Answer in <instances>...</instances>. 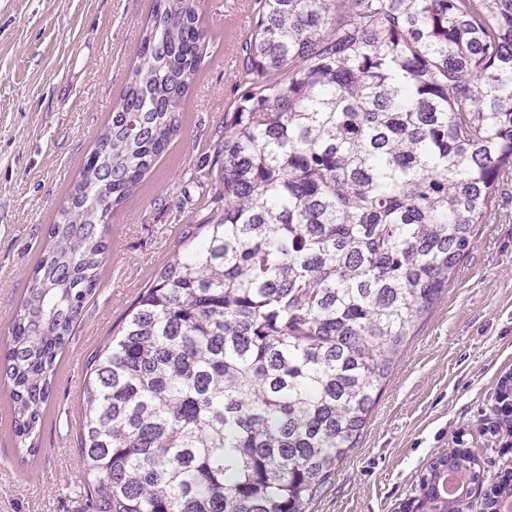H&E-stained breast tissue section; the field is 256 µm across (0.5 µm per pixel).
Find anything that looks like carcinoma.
I'll return each instance as SVG.
<instances>
[{
    "mask_svg": "<svg viewBox=\"0 0 512 512\" xmlns=\"http://www.w3.org/2000/svg\"><path fill=\"white\" fill-rule=\"evenodd\" d=\"M137 65L48 230L0 364L35 456L112 212L179 132L203 0H154ZM213 206L87 358L94 512H310L512 183V0H253ZM496 411L512 415V375ZM460 488L439 491L448 473ZM485 468L434 458L400 512H468ZM512 474L485 512H508Z\"/></svg>",
    "mask_w": 512,
    "mask_h": 512,
    "instance_id": "1",
    "label": "carcinoma"
}]
</instances>
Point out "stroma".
Instances as JSON below:
<instances>
[{
	"label": "stroma",
	"mask_w": 512,
	"mask_h": 512,
	"mask_svg": "<svg viewBox=\"0 0 512 512\" xmlns=\"http://www.w3.org/2000/svg\"><path fill=\"white\" fill-rule=\"evenodd\" d=\"M152 0H0V349L47 241V229L110 119L136 60ZM205 63L169 151L112 215L95 295L53 378V399L29 463L0 381V512H87L75 450L88 355L112 336L210 203L234 96L231 40L252 21L250 0L205 4ZM512 374V201L505 220L480 225L448 293L415 336L364 434L310 512H399L430 461L451 448L487 460V479L512 466V437L493 435L499 382Z\"/></svg>",
	"instance_id": "stroma-1"
}]
</instances>
